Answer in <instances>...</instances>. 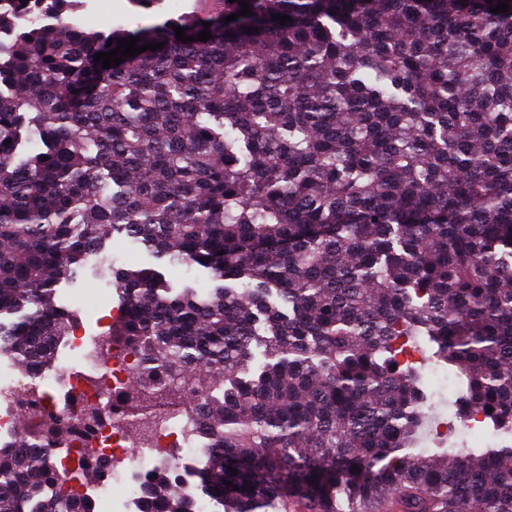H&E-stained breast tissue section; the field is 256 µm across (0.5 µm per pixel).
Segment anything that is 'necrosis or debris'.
Listing matches in <instances>:
<instances>
[{
    "mask_svg": "<svg viewBox=\"0 0 512 512\" xmlns=\"http://www.w3.org/2000/svg\"><path fill=\"white\" fill-rule=\"evenodd\" d=\"M82 329H75L70 339L71 349L81 357L80 369L65 363L27 371L16 376L0 355V445L11 441L18 424H28L39 418L41 405L31 403L27 386H40L53 393L50 408L54 414L66 419H78L86 407L105 408L111 427L108 445L89 438L85 431H78L76 446L87 461L107 463L109 456H122L126 452L128 437L124 424L128 419L126 401L128 379L135 364V357L120 342L110 350L95 353ZM140 456L136 464L138 479L124 481L115 475V482L125 485V512H131L140 493L139 479L152 472L171 450H179L186 458L198 456L200 442L188 413L175 412L144 420L143 433L138 438Z\"/></svg>",
    "mask_w": 512,
    "mask_h": 512,
    "instance_id": "4bbe7bcc",
    "label": "necrosis or debris"
}]
</instances>
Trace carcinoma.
<instances>
[{"instance_id": "carcinoma-1", "label": "carcinoma", "mask_w": 512, "mask_h": 512, "mask_svg": "<svg viewBox=\"0 0 512 512\" xmlns=\"http://www.w3.org/2000/svg\"><path fill=\"white\" fill-rule=\"evenodd\" d=\"M247 4L88 32L78 0H0V352L51 362L57 285L131 238L216 282L99 266L127 307L107 337L152 381L128 413L211 380L201 455L137 512H512V0ZM131 36L164 47L94 62ZM421 338L487 447L420 448ZM74 433L46 410L0 447V512H98Z\"/></svg>"}]
</instances>
